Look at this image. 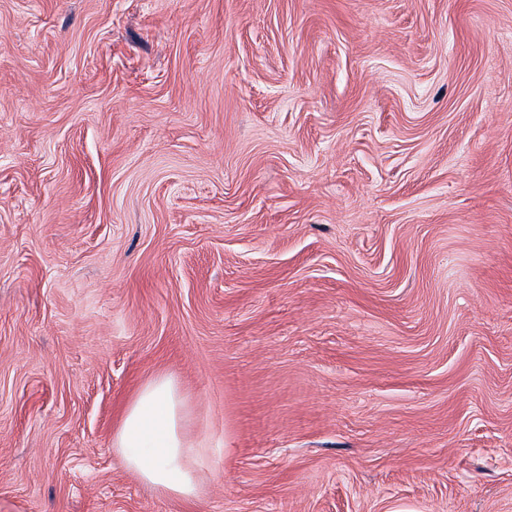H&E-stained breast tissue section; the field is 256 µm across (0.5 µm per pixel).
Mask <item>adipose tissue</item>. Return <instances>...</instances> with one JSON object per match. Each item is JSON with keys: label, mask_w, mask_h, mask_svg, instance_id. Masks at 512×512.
Returning a JSON list of instances; mask_svg holds the SVG:
<instances>
[{"label": "adipose tissue", "mask_w": 512, "mask_h": 512, "mask_svg": "<svg viewBox=\"0 0 512 512\" xmlns=\"http://www.w3.org/2000/svg\"><path fill=\"white\" fill-rule=\"evenodd\" d=\"M189 417L173 380L155 376L124 407L112 446L146 484L166 496L195 501L201 485L190 464L198 450L188 435Z\"/></svg>", "instance_id": "1"}]
</instances>
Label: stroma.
<instances>
[{
  "instance_id": "35a3bbf8",
  "label": "stroma",
  "mask_w": 512,
  "mask_h": 512,
  "mask_svg": "<svg viewBox=\"0 0 512 512\" xmlns=\"http://www.w3.org/2000/svg\"><path fill=\"white\" fill-rule=\"evenodd\" d=\"M0 512H512V0H0ZM189 417L173 380L155 376L124 407L112 446L146 484L175 499L199 501L201 485L190 465L199 452L188 435Z\"/></svg>"
}]
</instances>
